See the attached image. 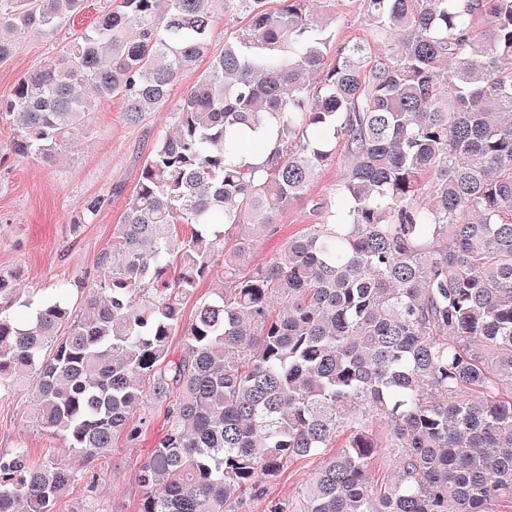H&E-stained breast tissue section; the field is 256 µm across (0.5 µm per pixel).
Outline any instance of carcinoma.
<instances>
[{
  "label": "carcinoma",
  "instance_id": "cac0c4a2",
  "mask_svg": "<svg viewBox=\"0 0 512 512\" xmlns=\"http://www.w3.org/2000/svg\"><path fill=\"white\" fill-rule=\"evenodd\" d=\"M326 2L105 0L0 97L7 153L51 164L105 102L136 126L207 61L80 300L0 271V397L30 381L36 426L72 456L0 454V512H54L117 441L139 447L148 400L164 415L138 512L512 500V0H364L376 46L340 45L330 67ZM83 7L0 0V63ZM226 16L241 26L216 51ZM338 144L321 222L241 264ZM380 448L395 477L374 486ZM307 460L297 497L269 496Z\"/></svg>",
  "mask_w": 512,
  "mask_h": 512
}]
</instances>
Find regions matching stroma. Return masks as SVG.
I'll return each instance as SVG.
<instances>
[{"mask_svg": "<svg viewBox=\"0 0 512 512\" xmlns=\"http://www.w3.org/2000/svg\"><path fill=\"white\" fill-rule=\"evenodd\" d=\"M99 6V0H86L82 12L61 24L54 36L35 33L21 38L11 59L0 64V96L8 94L20 76L51 55L72 31L90 26ZM328 9L334 16V43L369 38L371 22L362 0H330ZM173 107V102H166L161 111L129 126L122 120L121 100L114 98L104 111L94 114L75 146L61 149L52 165L14 156L0 160V269L19 273L27 288H49L73 279L93 283L98 258L112 244L113 227L137 184L144 156L155 138L172 127ZM343 171L340 159L323 168L304 197L281 214L280 237L261 241L249 257L250 264L267 259L281 236L290 235L298 225L316 222L312 204L329 194ZM92 196L108 198L109 204L87 224L83 212ZM35 403L28 385L0 400V452L22 444L36 458L50 450L67 458L66 448L50 446L33 423ZM145 453V448L117 443L93 469L94 492L81 484L74 486L56 503V512H85L90 505L95 512H137V472Z\"/></svg>", "mask_w": 512, "mask_h": 512, "instance_id": "stroma-1", "label": "stroma"}]
</instances>
